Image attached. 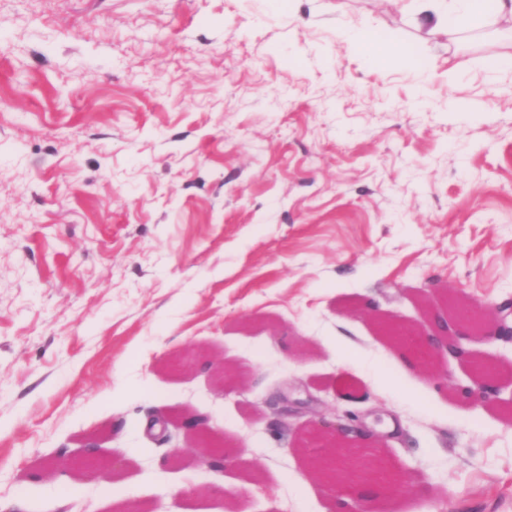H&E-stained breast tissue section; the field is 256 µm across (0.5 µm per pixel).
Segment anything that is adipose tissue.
<instances>
[{"label":"adipose tissue","mask_w":512,"mask_h":512,"mask_svg":"<svg viewBox=\"0 0 512 512\" xmlns=\"http://www.w3.org/2000/svg\"><path fill=\"white\" fill-rule=\"evenodd\" d=\"M432 30L455 34L490 24L512 28V0H436L427 17Z\"/></svg>","instance_id":"adipose-tissue-1"}]
</instances>
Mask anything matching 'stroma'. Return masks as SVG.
<instances>
[{
  "instance_id": "obj_1",
  "label": "stroma",
  "mask_w": 512,
  "mask_h": 512,
  "mask_svg": "<svg viewBox=\"0 0 512 512\" xmlns=\"http://www.w3.org/2000/svg\"><path fill=\"white\" fill-rule=\"evenodd\" d=\"M426 28L415 0H0V512H333L297 448L334 416L399 472L372 512H512V341L470 340L500 371L474 405L367 315L512 305L511 41ZM159 411L205 415L223 472L169 466ZM91 437L111 470L46 472ZM358 46L365 51L368 59L376 64H383L394 55L401 54L400 48L373 39L369 31L361 33L358 38Z\"/></svg>"
}]
</instances>
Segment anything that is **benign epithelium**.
I'll list each match as a JSON object with an SVG mask.
<instances>
[{
  "label": "benign epithelium",
  "instance_id": "1",
  "mask_svg": "<svg viewBox=\"0 0 512 512\" xmlns=\"http://www.w3.org/2000/svg\"><path fill=\"white\" fill-rule=\"evenodd\" d=\"M507 318L506 313L498 317L493 313L476 314L461 309L453 321L445 320L439 323L438 332L428 337L413 335L394 324L386 325V331L404 346L415 348L414 354L423 366H434L444 351L460 361L470 363L473 368V385L458 384L453 390L479 404L491 400L498 393L495 369L487 363L471 358L469 350L463 346V341L472 336L485 334L486 326L495 320L499 321L500 335L512 337V327H506ZM174 426L178 431L196 433L198 442L193 447L174 450L172 458L176 459L181 453L188 451L196 455L202 466L214 471H224L227 456L224 443H216L210 438L206 417L193 416L174 422ZM378 443V439H371L361 431L353 432L336 421L327 422L309 437L307 447L318 448V451L309 457V464L331 489L339 487L345 479L354 485L389 487L398 481V475L376 451ZM85 448V453L69 464L70 471L91 474L100 469L98 443L91 439L86 442Z\"/></svg>",
  "mask_w": 512,
  "mask_h": 512
}]
</instances>
